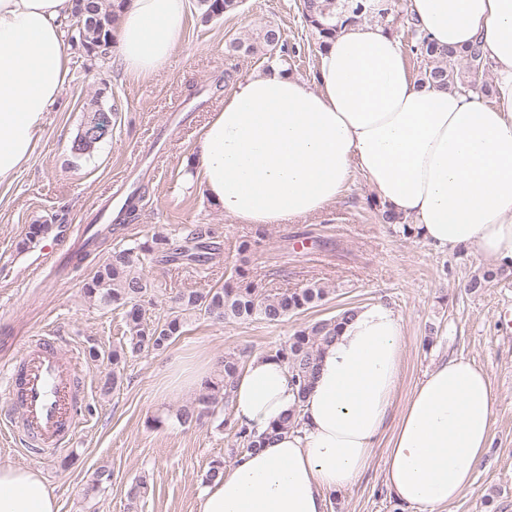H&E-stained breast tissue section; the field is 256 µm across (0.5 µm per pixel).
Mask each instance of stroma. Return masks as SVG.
<instances>
[{
    "label": "stroma",
    "instance_id": "1",
    "mask_svg": "<svg viewBox=\"0 0 512 512\" xmlns=\"http://www.w3.org/2000/svg\"><path fill=\"white\" fill-rule=\"evenodd\" d=\"M299 3L242 0L236 12L204 24L197 0H186L184 37L163 73L152 77L125 73L114 47L84 68L83 48L70 46L67 80L46 114L31 160L12 181L0 183V369L19 362L30 336L49 330L69 347L92 344L100 351L99 360L84 365L82 427L71 448L39 457L19 447L0 450V464L42 471L60 512H198L211 463L228 468L236 461L235 437L223 427L221 409L205 423L179 425L177 413L195 402L203 385L165 388L171 363L181 356L206 362L210 378L225 353H275L297 330L341 309L379 301L404 325L392 415H399L414 386L443 358L467 357L490 375V447L473 485L438 512H512V337L500 335L497 325L502 306L512 304V275L469 292L468 281L486 270L488 261L476 249L445 253L382 223L383 201L359 175L321 215L264 227L226 218L187 178L198 161L200 130L224 99L216 81L228 68L239 79L268 64L261 55H230L233 39L277 26L293 50L291 75L315 82L320 51ZM94 100L112 108V133L76 162L69 147ZM119 183L143 195L134 220L123 227L125 238L172 235L201 225L221 240L220 256L203 267L186 260L145 264L143 273L155 287L145 303L150 320L166 319L176 294L222 286L238 267L268 291L317 284L327 290L324 301L277 323L188 316L185 333L166 351L131 358L120 388L102 394L99 380L110 368L108 356L124 340L122 312L88 302L82 284L112 245L104 243L80 264L55 272L42 262L45 241L29 244L25 238L30 225H52L49 239L67 252L77 233L111 202ZM155 417L161 427H149ZM385 457V446L375 448L354 484L330 493L328 512H414L389 493ZM103 466L111 469L112 484L93 490ZM140 479L148 492L130 502L127 489Z\"/></svg>",
    "mask_w": 512,
    "mask_h": 512
}]
</instances>
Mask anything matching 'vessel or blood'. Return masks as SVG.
<instances>
[{
  "mask_svg": "<svg viewBox=\"0 0 512 512\" xmlns=\"http://www.w3.org/2000/svg\"><path fill=\"white\" fill-rule=\"evenodd\" d=\"M81 371V353L65 349L61 337L49 332L32 337L0 382V399L7 405L0 420L8 425L0 439L18 437L32 453L69 446L86 387Z\"/></svg>",
  "mask_w": 512,
  "mask_h": 512,
  "instance_id": "vessel-or-blood-1",
  "label": "vessel or blood"
}]
</instances>
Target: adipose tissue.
<instances>
[{
    "label": "adipose tissue",
    "instance_id": "ef3b65f1",
    "mask_svg": "<svg viewBox=\"0 0 512 512\" xmlns=\"http://www.w3.org/2000/svg\"><path fill=\"white\" fill-rule=\"evenodd\" d=\"M438 46L474 40L494 67L496 105L418 83L400 42L350 24L322 52L317 87L270 64L238 80L196 143L195 182L225 215L265 226L333 205L360 171L385 204L443 252L474 248L512 262V0H407ZM72 0H0V182L30 160L69 72ZM185 0H128L116 37L126 73L159 74L181 42ZM404 326L381 303L360 306L325 345L297 429L240 456L206 486L199 512H326L388 437L385 483L416 512H435L473 484L488 452V373L455 356L414 387L393 433ZM296 391L271 354L246 363L232 393L239 424L262 432ZM0 512H59L34 467L0 464Z\"/></svg>",
    "mask_w": 512,
    "mask_h": 512
}]
</instances>
